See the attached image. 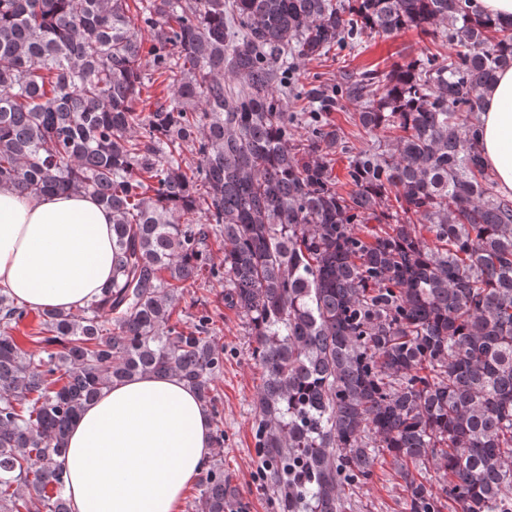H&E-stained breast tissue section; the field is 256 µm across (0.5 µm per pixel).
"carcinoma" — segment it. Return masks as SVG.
<instances>
[{"label": "carcinoma", "instance_id": "carcinoma-1", "mask_svg": "<svg viewBox=\"0 0 512 512\" xmlns=\"http://www.w3.org/2000/svg\"><path fill=\"white\" fill-rule=\"evenodd\" d=\"M471 2L0 0V185L93 196L113 254L81 313L36 312V353L14 336L33 309L0 290V512H72L69 424L146 374L184 381L214 424L187 512H244L213 393L224 346L211 316L173 318L206 273L262 370L271 512H346L382 455L406 512H512V196L479 150L512 22ZM405 31L409 61L301 83L299 61ZM345 102L356 153L329 117Z\"/></svg>", "mask_w": 512, "mask_h": 512}]
</instances>
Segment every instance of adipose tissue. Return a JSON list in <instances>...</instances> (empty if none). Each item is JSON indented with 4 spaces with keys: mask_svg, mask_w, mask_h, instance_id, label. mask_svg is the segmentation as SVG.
Instances as JSON below:
<instances>
[{
    "mask_svg": "<svg viewBox=\"0 0 512 512\" xmlns=\"http://www.w3.org/2000/svg\"><path fill=\"white\" fill-rule=\"evenodd\" d=\"M481 154L512 193V68L484 96ZM112 278V213L84 193L0 186V286L32 308L72 311ZM212 448L211 418L170 376L143 375L88 404L67 439L73 512H178Z\"/></svg>",
    "mask_w": 512,
    "mask_h": 512,
    "instance_id": "ef3b65f1",
    "label": "adipose tissue"
}]
</instances>
